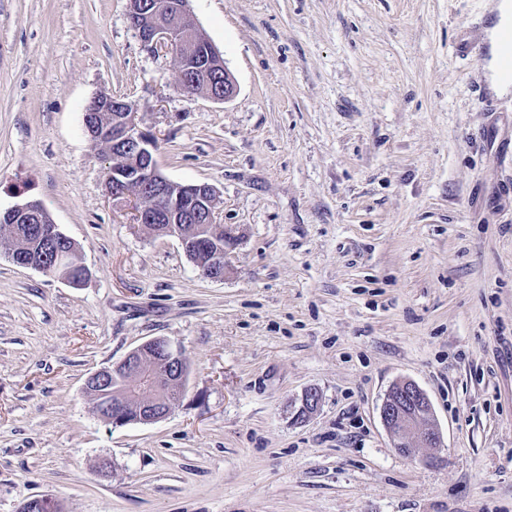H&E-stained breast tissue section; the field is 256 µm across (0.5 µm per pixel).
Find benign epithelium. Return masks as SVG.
<instances>
[{
    "label": "benign epithelium",
    "mask_w": 512,
    "mask_h": 512,
    "mask_svg": "<svg viewBox=\"0 0 512 512\" xmlns=\"http://www.w3.org/2000/svg\"><path fill=\"white\" fill-rule=\"evenodd\" d=\"M189 0H128L127 20L148 53L170 55L178 67V87L201 83L204 96L223 102L237 91L236 82L212 43L189 18ZM85 124L93 146L104 144L112 155V169L107 176L112 202L129 206L134 223L140 227L162 224L161 233L187 241L185 224H204L223 230L217 218V194L206 183L177 184L159 170L154 157L156 141L140 126L138 105L122 98L100 97L92 111L86 112ZM37 202L27 201L4 212L0 224H19L36 219ZM15 264L33 268L47 275L51 267L37 250L16 253ZM228 267L226 251L211 254L202 273L215 280L224 279ZM118 374L126 384L145 382L151 393L142 397L145 424L164 419L171 403L162 396V386L181 394L187 376L182 353L161 337L146 341L132 349L110 368L88 375L85 392L93 398L92 409L98 417L114 426L125 425L123 405L130 397L125 390L115 402L112 397V376ZM382 422L392 440L398 444L424 445L438 448L442 436L435 423L426 394L410 380L395 383L386 393L381 408Z\"/></svg>",
    "instance_id": "7a95c632"
}]
</instances>
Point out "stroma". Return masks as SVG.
Instances as JSON below:
<instances>
[{
  "mask_svg": "<svg viewBox=\"0 0 512 512\" xmlns=\"http://www.w3.org/2000/svg\"><path fill=\"white\" fill-rule=\"evenodd\" d=\"M487 3L190 0L237 83L215 102L127 0H0V209L40 202L89 271L0 245V512H512V93L485 109L451 53ZM100 94L138 104L167 179L216 191L223 279L113 204ZM155 337L181 397L112 426L84 381ZM404 379L440 447H393ZM69 253L68 251H57L53 257V267L58 263L67 262ZM15 264L21 267L39 270L47 275H53L51 272L53 267H49L48 264H46V258L40 250L28 249L16 252Z\"/></svg>",
  "mask_w": 512,
  "mask_h": 512,
  "instance_id": "stroma-1",
  "label": "stroma"
}]
</instances>
